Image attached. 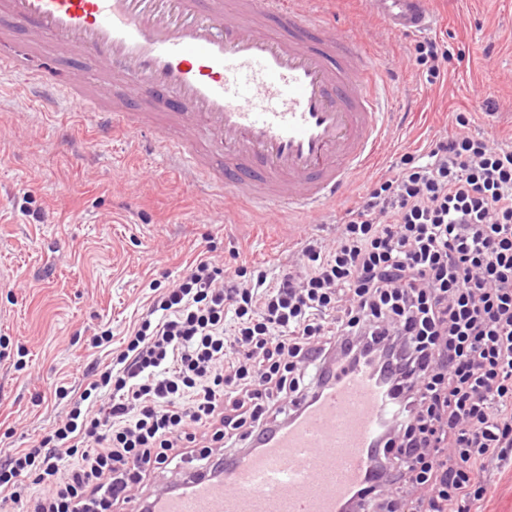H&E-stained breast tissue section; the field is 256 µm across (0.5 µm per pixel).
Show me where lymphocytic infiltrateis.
<instances>
[{"label": "lymphocytic infiltrate", "mask_w": 512, "mask_h": 512, "mask_svg": "<svg viewBox=\"0 0 512 512\" xmlns=\"http://www.w3.org/2000/svg\"><path fill=\"white\" fill-rule=\"evenodd\" d=\"M472 120L454 113V133L401 155L332 243L302 239L276 278L190 264L65 419L0 452V502L121 512L212 445L260 447L320 371L361 364L401 415L373 460L381 485L342 512H482L490 464H512V135L469 134Z\"/></svg>", "instance_id": "obj_1"}]
</instances>
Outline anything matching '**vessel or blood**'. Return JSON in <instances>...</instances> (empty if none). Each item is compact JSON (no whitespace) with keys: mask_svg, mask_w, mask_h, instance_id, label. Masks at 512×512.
I'll list each match as a JSON object with an SVG mask.
<instances>
[{"mask_svg":"<svg viewBox=\"0 0 512 512\" xmlns=\"http://www.w3.org/2000/svg\"><path fill=\"white\" fill-rule=\"evenodd\" d=\"M425 0H367L395 36L431 29ZM42 42L102 58L108 78L152 93L158 112L88 97L93 75L49 84L26 54L0 78L44 113L79 109L107 138L149 133V153L251 210L313 214L336 205L377 157L397 106L360 41L292 0H0ZM220 156L221 167L210 159ZM392 402L367 370L344 366L288 426L156 497L154 512H340L370 483Z\"/></svg>","mask_w":512,"mask_h":512,"instance_id":"b4317fda","label":"vessel or blood"}]
</instances>
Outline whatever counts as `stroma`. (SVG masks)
<instances>
[{"label": "stroma", "mask_w": 512, "mask_h": 512, "mask_svg": "<svg viewBox=\"0 0 512 512\" xmlns=\"http://www.w3.org/2000/svg\"><path fill=\"white\" fill-rule=\"evenodd\" d=\"M338 27L367 37L384 70L397 75L402 110L381 146L379 163L361 172L323 217L246 208L228 211L197 178L151 154L131 158L126 138L97 137L85 113L44 115L12 90L0 93V446L37 445L66 417L58 386L79 389L86 370L107 363L156 294L198 255L218 264L241 256L277 272L304 234L331 238L333 223L363 196L371 177L401 154L453 132L451 114L474 112L472 132L512 131V0H430V37L447 47L443 81L427 84L407 51L414 39L392 36L364 0H324ZM0 53L26 50L31 68L71 80L96 68L75 53L44 55L34 31L0 16ZM493 40L492 60L481 51ZM112 340L94 349L96 333Z\"/></svg>", "instance_id": "obj_1"}]
</instances>
